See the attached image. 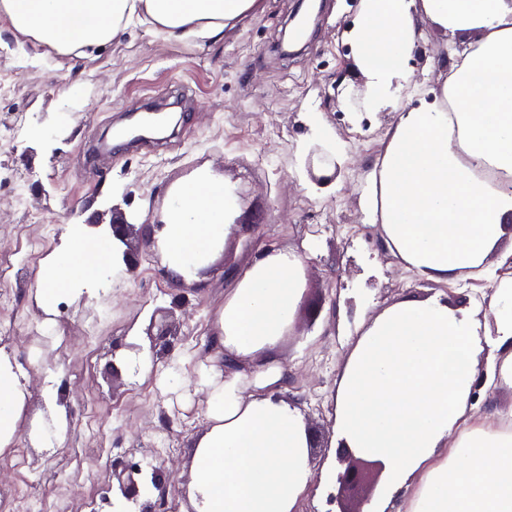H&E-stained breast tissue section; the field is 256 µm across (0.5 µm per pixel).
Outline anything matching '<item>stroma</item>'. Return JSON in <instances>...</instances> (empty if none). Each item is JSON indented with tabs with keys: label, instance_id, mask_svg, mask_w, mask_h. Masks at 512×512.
Listing matches in <instances>:
<instances>
[{
	"label": "stroma",
	"instance_id": "obj_1",
	"mask_svg": "<svg viewBox=\"0 0 512 512\" xmlns=\"http://www.w3.org/2000/svg\"><path fill=\"white\" fill-rule=\"evenodd\" d=\"M317 2L310 36L287 52L280 42L300 0H258L255 11L209 42L171 40L134 26L91 58L62 56L0 29V126L17 128L16 142L0 143V264L27 270L22 279L0 280V295L10 300L0 319L13 321L0 348L25 377L29 412L45 409L52 388L68 416L59 447H33L22 429L0 456L6 512H33L39 501L47 512H86L91 498L98 512H111L121 496L112 480V461L120 455L159 467L169 506L181 512L192 438L205 425L203 398L162 391L154 378L127 370L113 379L112 345L133 338L147 343L151 317L163 309L177 340L170 350L157 345V368L180 358L186 378H193L235 273L266 244L309 253L307 291L277 363L285 375L281 397L320 435L312 452L317 473L344 469L333 448L334 397L360 324L408 295H438L452 306L479 309L488 280L430 281L376 249L381 227L370 218L365 189L394 115L327 103L329 78L354 68L348 32L359 4ZM416 25L421 46L408 69L427 91L437 83L451 38L424 20ZM177 89L184 96L175 105ZM144 101L175 105L183 119L164 137L105 149L112 129ZM314 116L342 147L343 171L322 192L304 164L319 139ZM200 169L233 187L243 222L202 282L169 280L159 251L134 238L136 266L115 276L106 296L88 303L61 298L54 326L31 332L42 257L26 252L28 239L42 238L48 252L71 225L105 229L117 212L136 224L160 222L171 188ZM254 210L265 214L261 226L246 222ZM340 281L344 289L335 290ZM487 354L472 412L505 420L512 417V389L492 380L497 351Z\"/></svg>",
	"mask_w": 512,
	"mask_h": 512
}]
</instances>
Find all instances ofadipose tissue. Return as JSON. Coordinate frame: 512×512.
<instances>
[{"label":"adipose tissue","mask_w":512,"mask_h":512,"mask_svg":"<svg viewBox=\"0 0 512 512\" xmlns=\"http://www.w3.org/2000/svg\"><path fill=\"white\" fill-rule=\"evenodd\" d=\"M256 0H0L16 38L87 57L126 29L150 26L207 40ZM423 18L461 36L429 101L398 106L393 84ZM371 107L391 109L369 190L387 249L447 282L507 261L512 239V0H361L349 34ZM224 181L200 171L171 191L158 243L169 279L199 282L235 232ZM124 245L73 228L42 262L34 301L51 316L60 296H95L125 270ZM302 257L277 250L248 265L224 296L211 330L213 356L196 374L205 426L193 439L187 512H299L312 482L300 412L275 391V357L305 295ZM484 346L473 312L438 297L404 298L365 324L336 385L337 439L377 458L385 483L363 512H512V429L470 416ZM257 371L246 381L240 367ZM29 391L0 350V454L19 431Z\"/></svg>","instance_id":"ef3b65f1"}]
</instances>
